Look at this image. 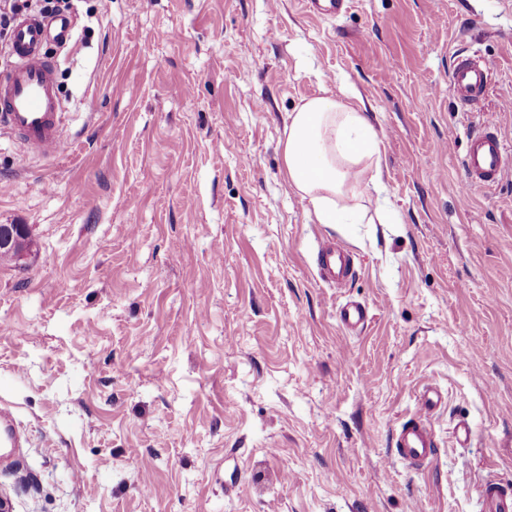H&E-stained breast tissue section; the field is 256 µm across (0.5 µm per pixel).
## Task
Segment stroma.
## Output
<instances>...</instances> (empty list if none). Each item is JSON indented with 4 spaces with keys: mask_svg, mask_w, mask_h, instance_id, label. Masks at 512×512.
I'll return each mask as SVG.
<instances>
[{
    "mask_svg": "<svg viewBox=\"0 0 512 512\" xmlns=\"http://www.w3.org/2000/svg\"><path fill=\"white\" fill-rule=\"evenodd\" d=\"M67 153L0 134V460L12 512H480L512 488V172L460 195L470 130L512 148V0H73ZM492 86L464 108L456 54ZM381 141L390 223L320 224L282 165L288 112L339 90ZM358 261L322 282L319 244ZM372 316L345 331L346 301ZM438 386V451L393 435ZM468 422L467 446L450 437ZM302 3L314 16L337 17L344 11L347 0H303ZM26 236L23 224H1L0 225V251L10 250L15 252L19 259L25 257V249L19 246L20 241ZM14 253L2 258L14 260ZM482 512H511L512 491L498 481H486L479 491Z\"/></svg>",
    "mask_w": 512,
    "mask_h": 512,
    "instance_id": "obj_1",
    "label": "stroma"
}]
</instances>
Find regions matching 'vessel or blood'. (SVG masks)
<instances>
[{
  "label": "vessel or blood",
  "instance_id": "vessel-or-blood-1",
  "mask_svg": "<svg viewBox=\"0 0 512 512\" xmlns=\"http://www.w3.org/2000/svg\"><path fill=\"white\" fill-rule=\"evenodd\" d=\"M307 11L317 17L341 14L347 0H303ZM73 26L64 16L43 19L37 16L17 18L11 35V68L0 73V129L26 153L56 158L66 150L63 132L65 113L58 92L53 59L46 56L48 41L63 45L70 41ZM489 62L463 54L457 55L449 72V88L463 105H471L484 96L491 83ZM464 170L462 189H496L512 158L507 155L503 137L486 126L474 128L468 135L461 159ZM319 274L336 287H345L355 276L352 256L333 241H324L319 250ZM342 327L353 331L365 327L369 312L365 305L348 301L338 308ZM441 404L435 391H423L418 398L419 411L403 424L395 438L399 458L414 468L429 465L437 445L431 418ZM482 512H512V489L499 482H484L479 491Z\"/></svg>",
  "mask_w": 512,
  "mask_h": 512
}]
</instances>
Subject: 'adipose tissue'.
Instances as JSON below:
<instances>
[{
	"mask_svg": "<svg viewBox=\"0 0 512 512\" xmlns=\"http://www.w3.org/2000/svg\"><path fill=\"white\" fill-rule=\"evenodd\" d=\"M283 163L289 185L320 224L361 212L360 184L384 190L381 142L367 115L334 95L311 97L288 114Z\"/></svg>",
	"mask_w": 512,
	"mask_h": 512,
	"instance_id": "obj_1",
	"label": "adipose tissue"
}]
</instances>
